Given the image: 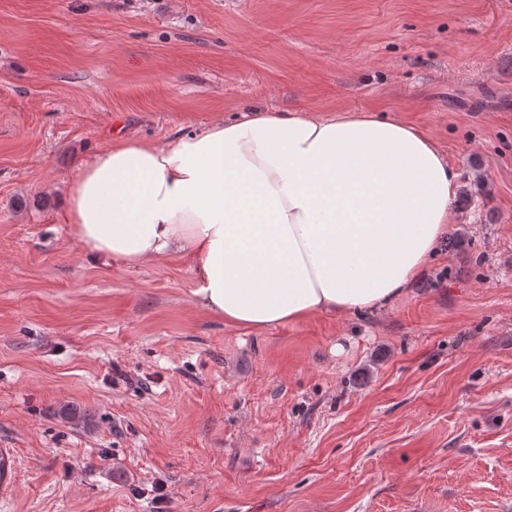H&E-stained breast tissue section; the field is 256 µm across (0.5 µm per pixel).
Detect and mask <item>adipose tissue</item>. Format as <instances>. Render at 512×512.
Instances as JSON below:
<instances>
[{
  "instance_id": "1",
  "label": "adipose tissue",
  "mask_w": 512,
  "mask_h": 512,
  "mask_svg": "<svg viewBox=\"0 0 512 512\" xmlns=\"http://www.w3.org/2000/svg\"><path fill=\"white\" fill-rule=\"evenodd\" d=\"M456 186L437 143L402 121L249 110L99 150L65 214L85 251L124 267L187 259L201 308L263 330L400 297L435 256Z\"/></svg>"
}]
</instances>
